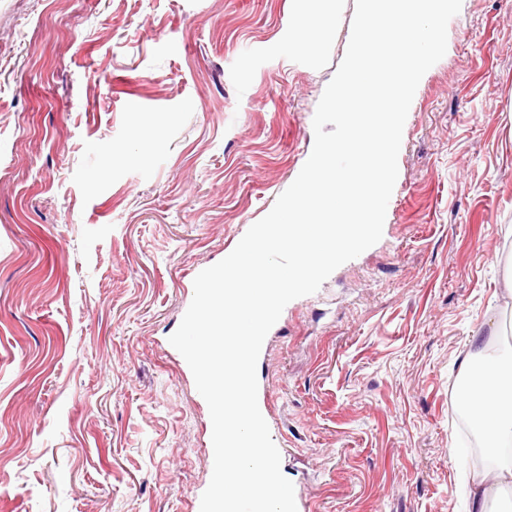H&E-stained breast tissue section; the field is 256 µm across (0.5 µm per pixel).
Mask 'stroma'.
I'll return each instance as SVG.
<instances>
[{
	"label": "stroma",
	"instance_id": "obj_1",
	"mask_svg": "<svg viewBox=\"0 0 512 512\" xmlns=\"http://www.w3.org/2000/svg\"><path fill=\"white\" fill-rule=\"evenodd\" d=\"M313 8L0 0V512H200L212 423L169 338L311 153L355 0L306 43ZM511 268L512 0H462L381 240L261 348L297 512H468L461 361L512 345Z\"/></svg>",
	"mask_w": 512,
	"mask_h": 512
}]
</instances>
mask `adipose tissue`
Listing matches in <instances>:
<instances>
[{
    "mask_svg": "<svg viewBox=\"0 0 512 512\" xmlns=\"http://www.w3.org/2000/svg\"><path fill=\"white\" fill-rule=\"evenodd\" d=\"M461 407L473 416L485 442L489 468L472 475L469 491L472 512H485L493 485L512 484V348L486 363L481 386Z\"/></svg>",
    "mask_w": 512,
    "mask_h": 512,
    "instance_id": "ef3b65f1",
    "label": "adipose tissue"
}]
</instances>
